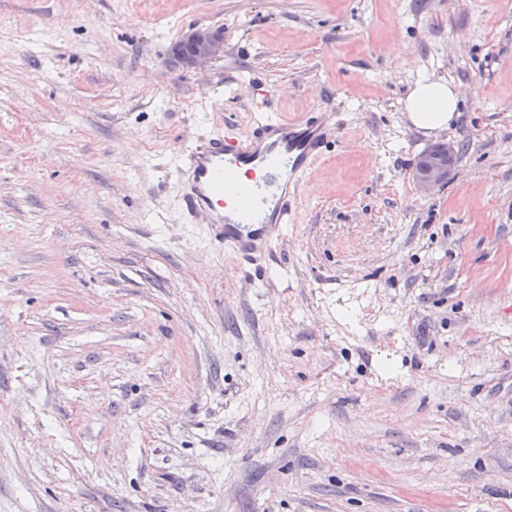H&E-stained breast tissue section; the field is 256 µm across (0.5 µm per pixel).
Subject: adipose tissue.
<instances>
[{
	"mask_svg": "<svg viewBox=\"0 0 512 512\" xmlns=\"http://www.w3.org/2000/svg\"><path fill=\"white\" fill-rule=\"evenodd\" d=\"M459 97L446 81L424 78L416 82L404 100L409 121L418 128L442 130L456 119Z\"/></svg>",
	"mask_w": 512,
	"mask_h": 512,
	"instance_id": "ef3b65f1",
	"label": "adipose tissue"
}]
</instances>
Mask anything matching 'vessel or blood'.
Wrapping results in <instances>:
<instances>
[{
  "label": "vessel or blood",
  "mask_w": 512,
  "mask_h": 512,
  "mask_svg": "<svg viewBox=\"0 0 512 512\" xmlns=\"http://www.w3.org/2000/svg\"><path fill=\"white\" fill-rule=\"evenodd\" d=\"M328 134L327 113L286 121L265 112L248 133L228 127L198 139L177 167L184 210L203 217L225 249L262 260L289 223L291 195L322 156Z\"/></svg>",
  "instance_id": "obj_1"
}]
</instances>
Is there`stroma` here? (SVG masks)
Returning <instances> with one entry per match:
<instances>
[{"mask_svg": "<svg viewBox=\"0 0 512 512\" xmlns=\"http://www.w3.org/2000/svg\"><path fill=\"white\" fill-rule=\"evenodd\" d=\"M262 106L332 130L256 269L176 168ZM0 512H512V0H0ZM186 42L178 41L173 46L176 54H188L194 45V51L182 58L187 67L195 68L216 60L224 53V32L221 30H191L184 35ZM189 42V43H187ZM459 101L447 81L423 78L407 94L404 110L415 127L442 130L458 117ZM442 147V148H441ZM448 154V163H441L438 161H429L424 163L429 158H442ZM454 155L455 145L451 142L443 143V145H436L431 149L424 152L416 163L415 170L418 171L415 175V180L418 188L423 193H428L437 186L446 184L454 171Z\"/></svg>", "mask_w": 512, "mask_h": 512, "instance_id": "1", "label": "stroma"}]
</instances>
